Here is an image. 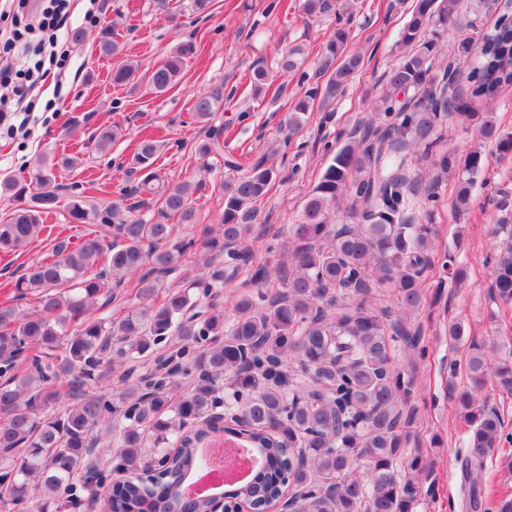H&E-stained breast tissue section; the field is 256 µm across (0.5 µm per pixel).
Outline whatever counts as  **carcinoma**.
<instances>
[{
  "mask_svg": "<svg viewBox=\"0 0 512 512\" xmlns=\"http://www.w3.org/2000/svg\"><path fill=\"white\" fill-rule=\"evenodd\" d=\"M461 25L457 0H412L401 34L412 50L383 76L381 120L352 130L331 157L284 248L288 261L272 273L255 270V281L273 276L282 290L239 294L230 319L216 297L230 279L226 268L252 260L245 245L257 221L252 203L272 190L274 167L260 159L224 182L222 239L206 241L211 256L204 270L175 285L165 277L196 240L177 237L165 220L197 223L189 202L197 185L161 174L154 139H141L132 161L135 192L157 206L159 219L141 218L132 205L98 207L70 195L74 223L93 222L95 230L75 246L58 241L53 260L33 263L10 282L14 303H0V470L11 475L0 487V512L34 499L38 512H85V503L99 498L101 468L113 458L127 480L109 488V512H210L212 498L184 496L181 480L192 477L198 449L217 433L265 460L248 483L226 489V498L253 512H266L287 490L295 493L296 512H415L418 474L426 467L417 454L407 472L397 469L411 387L394 352L399 342L422 360L426 349L420 330L384 319L370 294L387 285L401 307L420 303L435 230L410 202L420 194L432 208L439 202V176L425 180L417 167L447 119L478 125L502 157H512V133L480 119L459 86L467 75L471 95L488 102L512 82V14L498 15L476 39L454 42L434 68L442 32ZM349 36L339 26L325 44L315 74L321 83L286 115L288 134L301 129L310 102L326 109L346 92L363 62L348 50ZM99 50L119 51L109 27L100 31ZM193 53L194 45L183 43L145 72L128 62L112 71V82H145L163 94L178 84ZM300 55L298 47L282 53L280 70H300ZM222 101L218 90L197 96L195 118L209 121ZM116 135L104 129L93 150L106 153ZM222 135L212 130L197 147L200 159L223 154ZM482 164L478 150L461 165L448 151L434 162L442 174L458 173L455 209L468 207L471 175ZM0 190L23 201L0 220V253H15L40 234L61 186L46 162L22 182L0 180ZM488 263L494 298L512 301V229ZM123 286L139 308L116 317L107 307ZM26 298L35 300L34 309L15 304ZM142 359L153 370L136 376L126 364ZM461 372L469 384L459 388L454 379ZM114 375L117 390L104 389ZM224 378L241 418L216 428L208 420ZM489 378L512 392V348L472 341L448 363L449 394L470 430L461 459L466 505L471 512H512V498L489 499L484 490L487 457L512 441L500 410L481 394Z\"/></svg>",
  "mask_w": 512,
  "mask_h": 512,
  "instance_id": "cac0c4a2",
  "label": "carcinoma"
}]
</instances>
